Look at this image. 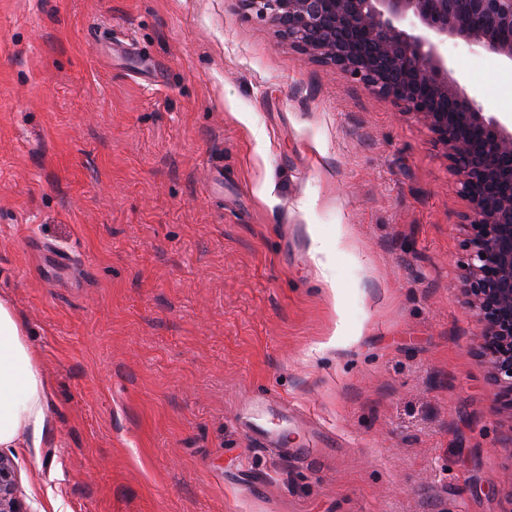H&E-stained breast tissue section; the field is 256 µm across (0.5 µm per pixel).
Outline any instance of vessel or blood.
<instances>
[{"instance_id": "obj_1", "label": "vessel or blood", "mask_w": 512, "mask_h": 512, "mask_svg": "<svg viewBox=\"0 0 512 512\" xmlns=\"http://www.w3.org/2000/svg\"><path fill=\"white\" fill-rule=\"evenodd\" d=\"M236 419L238 425L250 432L256 442L271 447L283 444L290 426L302 422L303 413L296 407L273 402L267 396L258 394L239 407ZM332 437L333 433L328 429H314L313 433L302 434L289 453L310 462L317 461L318 449L325 447Z\"/></svg>"}]
</instances>
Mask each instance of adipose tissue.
<instances>
[{"label": "adipose tissue", "instance_id": "ef3b65f1", "mask_svg": "<svg viewBox=\"0 0 512 512\" xmlns=\"http://www.w3.org/2000/svg\"><path fill=\"white\" fill-rule=\"evenodd\" d=\"M23 325L0 301V447H40L49 425L47 382Z\"/></svg>", "mask_w": 512, "mask_h": 512}]
</instances>
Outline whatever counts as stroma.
Instances as JSON below:
<instances>
[{
  "label": "stroma",
  "instance_id": "1",
  "mask_svg": "<svg viewBox=\"0 0 512 512\" xmlns=\"http://www.w3.org/2000/svg\"><path fill=\"white\" fill-rule=\"evenodd\" d=\"M448 61L512 116V67ZM465 212L421 122L239 0H0V299L51 423L5 451L31 512H512ZM257 392L337 447L256 446ZM301 439L287 448L289 455L302 458L310 462H317V451L319 448L327 446V441L334 437V433L325 428L313 429L312 437L309 433L298 434Z\"/></svg>",
  "mask_w": 512,
  "mask_h": 512
}]
</instances>
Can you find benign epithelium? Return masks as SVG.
<instances>
[{
  "label": "benign epithelium",
  "instance_id": "1",
  "mask_svg": "<svg viewBox=\"0 0 512 512\" xmlns=\"http://www.w3.org/2000/svg\"><path fill=\"white\" fill-rule=\"evenodd\" d=\"M298 52L390 97L433 134L461 186L463 293L482 325L479 353L512 418V128L462 92L448 41L512 65V0H241ZM0 512H28L0 454Z\"/></svg>",
  "mask_w": 512,
  "mask_h": 512
}]
</instances>
